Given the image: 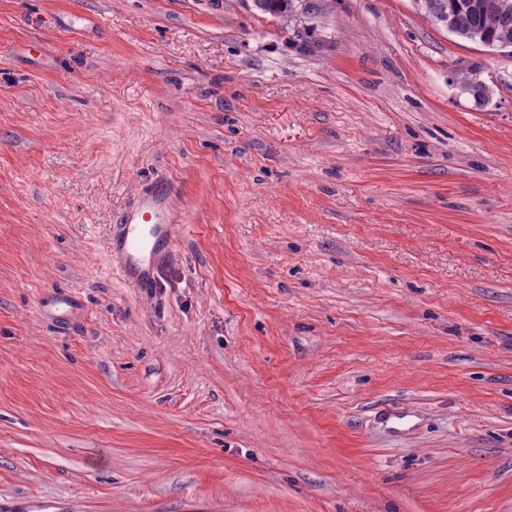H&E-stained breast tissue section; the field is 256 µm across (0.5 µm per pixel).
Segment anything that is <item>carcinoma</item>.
Returning a JSON list of instances; mask_svg holds the SVG:
<instances>
[{
    "instance_id": "1",
    "label": "carcinoma",
    "mask_w": 512,
    "mask_h": 512,
    "mask_svg": "<svg viewBox=\"0 0 512 512\" xmlns=\"http://www.w3.org/2000/svg\"><path fill=\"white\" fill-rule=\"evenodd\" d=\"M456 0H426L427 17L452 33L481 32L493 44L512 43V11L499 15L486 8L489 0H467L471 7L458 10Z\"/></svg>"
}]
</instances>
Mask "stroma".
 <instances>
[{"instance_id":"1","label":"stroma","mask_w":512,"mask_h":512,"mask_svg":"<svg viewBox=\"0 0 512 512\" xmlns=\"http://www.w3.org/2000/svg\"><path fill=\"white\" fill-rule=\"evenodd\" d=\"M309 25L0 0L9 512H512V57L414 0ZM160 187L135 288L108 243ZM120 224V232L109 242L113 267L125 282L139 287L153 277L171 251L174 225L169 194H144L123 213ZM139 224H152L148 236L137 232ZM161 247H165L164 252Z\"/></svg>"}]
</instances>
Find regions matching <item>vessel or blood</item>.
Wrapping results in <instances>:
<instances>
[{
    "instance_id": "b4317fda",
    "label": "vessel or blood",
    "mask_w": 512,
    "mask_h": 512,
    "mask_svg": "<svg viewBox=\"0 0 512 512\" xmlns=\"http://www.w3.org/2000/svg\"><path fill=\"white\" fill-rule=\"evenodd\" d=\"M173 239L169 194H144L123 213L121 230L109 242L115 271L130 285L146 284Z\"/></svg>"
}]
</instances>
